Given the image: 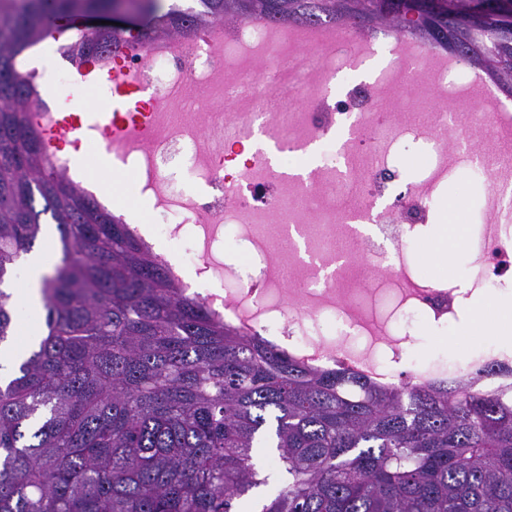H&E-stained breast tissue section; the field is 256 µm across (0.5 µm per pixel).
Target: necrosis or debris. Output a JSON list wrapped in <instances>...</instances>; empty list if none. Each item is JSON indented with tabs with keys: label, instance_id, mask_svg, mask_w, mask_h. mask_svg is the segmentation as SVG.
<instances>
[{
	"label": "necrosis or debris",
	"instance_id": "4bbe7bcc",
	"mask_svg": "<svg viewBox=\"0 0 512 512\" xmlns=\"http://www.w3.org/2000/svg\"><path fill=\"white\" fill-rule=\"evenodd\" d=\"M401 33L391 44L390 59L371 83L352 80V63L371 54V41L352 42L340 33L321 40L312 27H281L264 21L224 20L215 36L197 31L194 38H164L148 46L132 45L121 56L134 71L146 106L152 111V134L143 143L124 140L112 130V154L135 161L139 189L154 200L162 224L155 232L134 233L148 248L167 228H195L204 251L187 246L185 258L168 261L175 279L186 266L197 276L213 274L209 246L221 231L243 229L247 260L228 265L224 275L234 289L206 294L202 300L225 322L263 336L270 344L313 365L329 369L355 366L382 385L447 379V370L416 371L409 354L389 337L376 339L375 353L363 356L354 345L364 335L372 312L363 303L369 288H402L415 281L402 258L417 242L425 212L440 181L448 173V139H471L474 129L486 130L485 153L491 165L471 155L463 162L480 170L498 196L512 192V107L474 112L467 127L450 128L448 106L436 101L427 118L429 130L410 119L415 98L425 95L431 81L455 88L470 77L468 70L438 63L428 52H407L410 41ZM76 40L59 45L58 54L71 64L57 68L54 81L42 69L22 67L33 89L28 111L33 126L59 115L64 102L81 96L74 63L80 57ZM296 71L288 84L278 74L288 65ZM345 77L346 96L330 102L328 86ZM351 116L350 133L337 144L333 133ZM259 129L294 151L314 141L324 146L326 162L306 178H292L274 169L258 152L247 153L242 130ZM421 141L422 176L399 186L393 167L403 138ZM185 165L199 181L181 187L172 175ZM355 238L357 254L340 261L337 236ZM464 248L478 256L476 285L512 286V224H497L494 233L467 238ZM404 301L410 311L437 325L459 318L454 290L442 284L415 282ZM332 326L338 343L320 337ZM459 379L485 390L512 393V353L473 360Z\"/></svg>",
	"mask_w": 512,
	"mask_h": 512
}]
</instances>
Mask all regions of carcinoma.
Wrapping results in <instances>:
<instances>
[{
    "mask_svg": "<svg viewBox=\"0 0 512 512\" xmlns=\"http://www.w3.org/2000/svg\"><path fill=\"white\" fill-rule=\"evenodd\" d=\"M119 1L133 39L227 16L361 31L402 22L368 0H0V284L50 213L61 258L42 279L44 321L0 385V512H242L267 484L264 438L286 477L259 512H512V400L464 382L382 386L319 370L186 296L127 225L52 169L27 121L18 57L59 17ZM460 11L411 32L512 92V19L476 41ZM124 32L86 29L83 57ZM494 46L488 54L484 45ZM44 201L35 206V195ZM0 289V342L17 332Z\"/></svg>",
    "mask_w": 512,
    "mask_h": 512,
    "instance_id": "1",
    "label": "carcinoma"
}]
</instances>
